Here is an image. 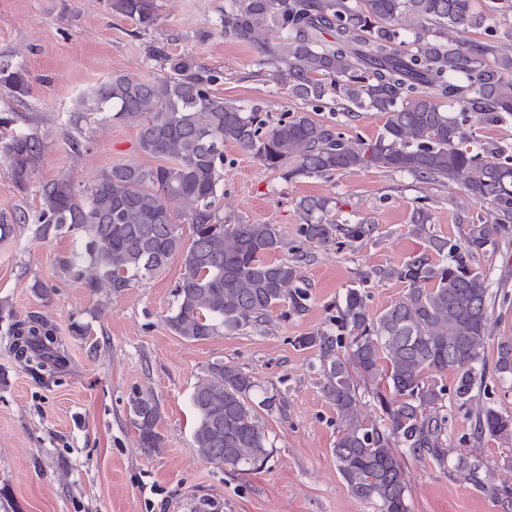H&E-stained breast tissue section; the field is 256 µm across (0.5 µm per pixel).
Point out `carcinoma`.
Segmentation results:
<instances>
[{"label":"carcinoma","mask_w":512,"mask_h":512,"mask_svg":"<svg viewBox=\"0 0 512 512\" xmlns=\"http://www.w3.org/2000/svg\"><path fill=\"white\" fill-rule=\"evenodd\" d=\"M108 7L142 31L160 20L158 0H108ZM496 14L512 16V0H492L484 9L479 0H232L220 18L224 37L260 43V65L287 84L302 110L287 109L272 122L260 103L245 107L219 94V73L185 55L163 57L164 72L150 77L115 73L92 90L90 101L116 121L134 122L139 151L156 163L116 164L82 188L67 179L45 182L35 213L0 216V240L29 222L45 236H85V255L60 257V270L115 295L183 255L165 323L173 334L201 341L264 323L285 304L294 314L305 312L310 292L297 283L304 243L328 246L341 237L352 245L375 232L368 220L336 223L329 198L304 197L297 202L302 224L292 259H272L284 248L274 225L224 223V143L288 181L380 169L459 186L482 204L479 223L466 225L458 240L434 237L429 210L419 204L412 224L428 236L427 248L346 288L333 317L336 332L298 339L317 353L323 392L342 422L333 454L349 490L377 503L379 512H407L396 449L448 463L441 408L450 394L464 404L471 400L491 320L492 281L473 261L512 229V155L493 142L473 145L465 129L474 117L495 124L512 115V45L448 38L468 29L490 36ZM0 84L16 98L28 93L20 69L0 68ZM443 99L459 110L448 111ZM328 100L350 117L382 113L381 132L365 142L315 118ZM4 157L21 188L39 165L41 142L11 136ZM372 276L407 288L378 315L369 311L364 291ZM12 351L35 374H50L63 362L42 319L18 328ZM495 372L512 376L511 338L498 344ZM378 377L388 384L373 391L381 416L366 420L357 414L358 380ZM190 404L194 451L238 471L268 462L267 418L287 411L276 388L222 360L209 364ZM128 406L140 447L158 451L156 400L135 391ZM476 423L482 437H512V416L491 405L476 412ZM481 467L480 459L463 455L456 464L468 481Z\"/></svg>","instance_id":"1"}]
</instances>
